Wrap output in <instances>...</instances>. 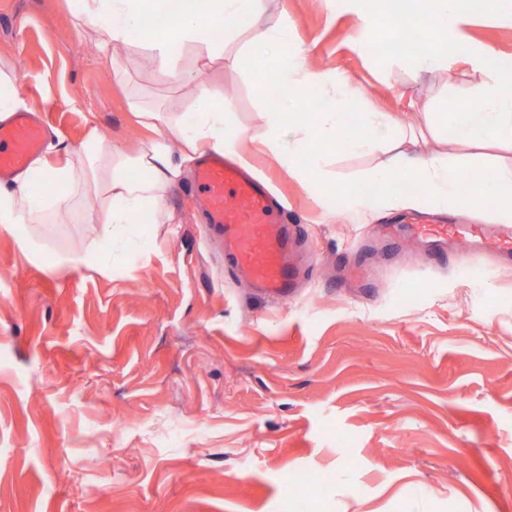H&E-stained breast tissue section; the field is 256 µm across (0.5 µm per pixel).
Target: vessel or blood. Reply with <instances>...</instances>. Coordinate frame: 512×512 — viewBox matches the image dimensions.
Returning a JSON list of instances; mask_svg holds the SVG:
<instances>
[{"instance_id": "vessel-or-blood-1", "label": "vessel or blood", "mask_w": 512, "mask_h": 512, "mask_svg": "<svg viewBox=\"0 0 512 512\" xmlns=\"http://www.w3.org/2000/svg\"><path fill=\"white\" fill-rule=\"evenodd\" d=\"M48 129L23 112L0 124V178L28 166L43 148ZM194 189L205 202V219L221 238L224 272L243 274L265 296L278 302L293 299L312 278L317 260L310 251L303 225L288 217L262 183L245 176L222 156H206L198 164ZM456 224H412L413 242L455 238ZM476 237L503 258L512 259V228H479Z\"/></svg>"}]
</instances>
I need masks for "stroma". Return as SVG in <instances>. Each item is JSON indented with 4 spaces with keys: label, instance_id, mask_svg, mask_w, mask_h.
Wrapping results in <instances>:
<instances>
[{
    "label": "stroma",
    "instance_id": "1",
    "mask_svg": "<svg viewBox=\"0 0 512 512\" xmlns=\"http://www.w3.org/2000/svg\"><path fill=\"white\" fill-rule=\"evenodd\" d=\"M287 6L318 70L348 77L416 124L419 105L462 101L437 75L411 83L384 53L353 49L356 20L322 0ZM475 40L512 55V22L476 15ZM116 84L65 0H0V69L28 74L27 112L52 136L86 129L128 150L192 111L194 84L230 104L250 171L304 224L318 269L277 303L224 274L192 179L167 193L160 224L103 231L94 194L25 234L0 224V512H512V265L447 249L365 248L366 225L255 142L265 102L248 72L185 47L189 82L165 83L138 40ZM327 167L371 194L375 155L328 150ZM98 262L59 272L64 256ZM377 271L355 288L340 262Z\"/></svg>",
    "mask_w": 512,
    "mask_h": 512
}]
</instances>
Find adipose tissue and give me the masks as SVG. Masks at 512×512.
<instances>
[{
    "label": "adipose tissue",
    "instance_id": "obj_1",
    "mask_svg": "<svg viewBox=\"0 0 512 512\" xmlns=\"http://www.w3.org/2000/svg\"><path fill=\"white\" fill-rule=\"evenodd\" d=\"M70 2L75 27L95 33L117 83L126 81L118 50L134 34L157 51L172 84L188 79L177 60L189 43L203 47L209 57L246 68L268 105L263 148L292 173L297 160H305L317 202L343 197L350 214L363 221L382 210H414L427 201L442 213L512 222V56L474 43L466 32L477 13L512 18V0H324L327 10L339 6L356 17L353 48L367 47L379 25L393 27L389 53L409 62L411 80L426 74L451 80L457 64H466L468 99L456 110L426 113L422 129L405 127L393 113L376 110L363 90L341 76L312 68L308 48L294 39L287 9L269 13L267 0ZM411 21L421 26L416 46L405 38ZM220 30L245 36L240 53L225 56L214 42ZM226 111L224 98L200 82L193 111L166 122L164 132L136 153L103 140L93 129L77 144L58 139L52 152L64 157V164L40 157L15 182L0 184V223H47L89 191L98 194L106 224L152 222L164 207L167 187L184 177L186 162L207 150L242 158L246 133L227 123ZM175 137L187 145L178 160L170 148ZM430 138L459 149H428ZM330 147L384 153V160L361 175L374 194L356 195L351 185L330 175Z\"/></svg>",
    "mask_w": 512,
    "mask_h": 512
}]
</instances>
